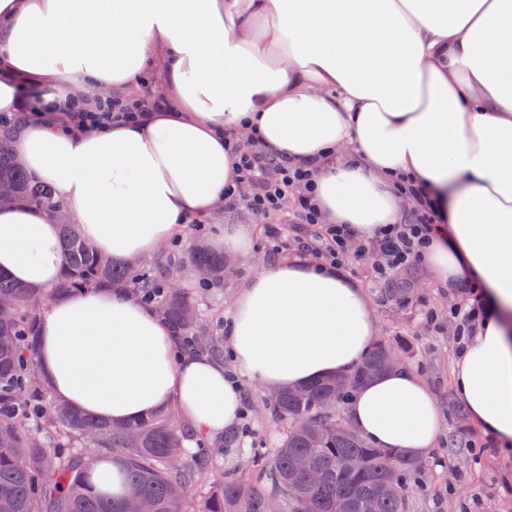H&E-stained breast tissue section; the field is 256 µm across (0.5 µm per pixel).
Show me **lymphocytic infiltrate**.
Here are the masks:
<instances>
[{
    "instance_id": "1",
    "label": "lymphocytic infiltrate",
    "mask_w": 512,
    "mask_h": 512,
    "mask_svg": "<svg viewBox=\"0 0 512 512\" xmlns=\"http://www.w3.org/2000/svg\"><path fill=\"white\" fill-rule=\"evenodd\" d=\"M150 86V81H143L139 93L113 96L102 104L100 111H76L71 113L70 120L78 125L140 123L147 113L162 105L161 97L150 94ZM231 150L237 177L234 188L224 195V205L266 220L272 253L293 246L319 264L340 269L361 261L369 265L377 286L401 282L405 287H413V276L420 270L435 226L441 221L430 194L407 187L409 207L403 220L384 225L366 237L349 225L322 222L313 197L310 169L240 139L233 141ZM276 213L288 215L292 223L308 225L310 235L290 243L286 226L268 221Z\"/></svg>"
}]
</instances>
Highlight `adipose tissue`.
I'll list each match as a JSON object with an SVG mask.
<instances>
[{"label": "adipose tissue", "instance_id": "1", "mask_svg": "<svg viewBox=\"0 0 512 512\" xmlns=\"http://www.w3.org/2000/svg\"><path fill=\"white\" fill-rule=\"evenodd\" d=\"M157 56L166 108L138 125L59 130L73 104L96 110L90 87L135 89ZM22 77L52 113L23 108ZM19 111L18 161L120 263L222 204L228 135L254 131L262 149L316 163L326 223L361 233L399 220L395 181L411 177L445 220L426 253L435 279L482 287L454 391L475 426L512 439V0H0V112ZM64 264L53 215L0 206V271L45 292ZM376 332L362 288L294 256L237 291L230 366L182 352L150 307L106 287L53 299L34 357L56 397L89 417L123 424L174 407L217 436L240 418L243 382L294 388L352 372ZM347 419L415 458L441 428L406 368L362 384Z\"/></svg>", "mask_w": 512, "mask_h": 512}]
</instances>
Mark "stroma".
I'll list each match as a JSON object with an SVG mask.
<instances>
[{"label": "stroma", "mask_w": 512, "mask_h": 512, "mask_svg": "<svg viewBox=\"0 0 512 512\" xmlns=\"http://www.w3.org/2000/svg\"><path fill=\"white\" fill-rule=\"evenodd\" d=\"M255 235L249 254L239 256L224 279V286L205 295L204 315H224L238 286L274 262L269 255L266 226L253 224ZM354 280L365 289L378 338L386 340L431 390L442 414V429L434 447L424 459L419 485L410 495L409 512H512V450L484 447L485 435L469 420L467 413L454 412L453 359L456 353L455 324L443 321L433 327L424 320L428 309L447 310L459 291L439 285L429 269H422L411 293L401 304L384 289L374 287L365 268H358ZM243 407L248 411L247 435L238 447L224 451L225 470L246 465L245 447L256 443L278 447L286 429L275 420L264 400V391L245 383Z\"/></svg>", "instance_id": "35a3bbf8"}]
</instances>
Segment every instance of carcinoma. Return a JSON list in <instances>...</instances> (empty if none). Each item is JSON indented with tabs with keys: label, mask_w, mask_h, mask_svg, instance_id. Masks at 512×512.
I'll use <instances>...</instances> for the list:
<instances>
[{
	"label": "carcinoma",
	"mask_w": 512,
	"mask_h": 512,
	"mask_svg": "<svg viewBox=\"0 0 512 512\" xmlns=\"http://www.w3.org/2000/svg\"><path fill=\"white\" fill-rule=\"evenodd\" d=\"M12 132L0 126V191L11 202L39 205L56 214L60 207L53 188L28 175L12 153ZM66 263L55 288L37 294L0 272V297L9 302L0 320V512H127L124 496L114 498L89 481L87 462L109 456L124 466L123 481L137 495L146 512H268L271 502L281 512H407L408 477L418 471L416 460L379 448L354 429H336V407L348 402L359 386L388 370L384 360L391 347L378 341L352 373L327 377L301 387L280 389L267 400L274 416L287 423L281 446L247 449L258 467L256 478L240 472L216 475L211 492L200 501L191 489L215 475L220 454L237 436L197 440L185 446L182 416L169 408L120 427L95 421L54 397L33 359L37 313L53 296L89 287L119 288L134 295L152 287L151 268L117 264L101 255L82 237L79 225L59 221ZM188 260L199 289L224 285L228 261L203 244L194 225ZM184 266L163 268V293L153 308L188 351L224 358V336L214 321L186 312L199 310L201 296L173 285ZM345 391L336 393V383ZM305 456L314 467L304 471L297 459Z\"/></svg>",
	"instance_id": "obj_1"
}]
</instances>
